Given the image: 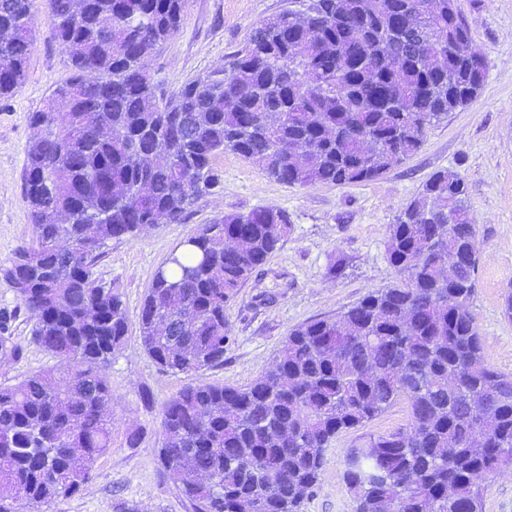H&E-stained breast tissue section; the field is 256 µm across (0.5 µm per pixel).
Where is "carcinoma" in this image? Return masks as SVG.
I'll list each match as a JSON object with an SVG mask.
<instances>
[{
	"mask_svg": "<svg viewBox=\"0 0 512 512\" xmlns=\"http://www.w3.org/2000/svg\"><path fill=\"white\" fill-rule=\"evenodd\" d=\"M48 2L69 76L29 113L31 235L0 275L57 363L0 386V512H46L111 448L106 370L128 317L97 275L109 242L184 223L226 152L289 186L377 179L471 105L485 74L455 0H310L168 94L144 60L187 0ZM33 9L0 0V100L25 78ZM290 231L278 207L201 225L142 302L147 355L174 374L223 364L227 307ZM386 252L396 284L292 329L249 384H189L160 406L158 455L193 512H304L331 443L401 400L405 427L344 454L356 512H483L482 480L512 467V376L487 364L471 311L480 249L458 172L425 181ZM16 318L0 310L1 359L20 354Z\"/></svg>",
	"mask_w": 512,
	"mask_h": 512,
	"instance_id": "obj_1",
	"label": "carcinoma"
}]
</instances>
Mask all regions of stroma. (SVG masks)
I'll return each instance as SVG.
<instances>
[{
  "label": "stroma",
  "mask_w": 512,
  "mask_h": 512,
  "mask_svg": "<svg viewBox=\"0 0 512 512\" xmlns=\"http://www.w3.org/2000/svg\"><path fill=\"white\" fill-rule=\"evenodd\" d=\"M303 0H188L179 31L147 58L160 89L172 92L223 66L262 21ZM486 63L483 88L467 108L450 113L430 130L417 153L384 176L346 185L287 186L269 179L233 153L218 160L223 186L194 203L182 224H161L136 240H112L98 266L104 282L119 288L128 312L123 349L106 375L112 391V446L94 463L96 476L49 512H191L166 479L158 457L161 404L185 385L249 384L270 366L292 328L335 316L367 293L396 282L386 243L393 224L423 183L442 169L457 171L469 192L480 260L472 311L488 363L512 374V318L505 297L512 292V0H457ZM35 38L24 82L0 102V265L30 236L24 191L27 116L47 101L68 76L67 55L54 37L47 0L34 6ZM261 207L286 209L287 240L256 269L226 312L232 341L221 366L192 376L162 370L143 350L138 314L158 268L200 225L231 213ZM347 265L336 278L329 263ZM12 334L21 353L0 359V385L17 383L53 365L33 344L26 314ZM141 442L132 448L130 434ZM341 434L327 449L320 483L305 512H354L343 479V456L355 440Z\"/></svg>",
  "instance_id": "1"
}]
</instances>
